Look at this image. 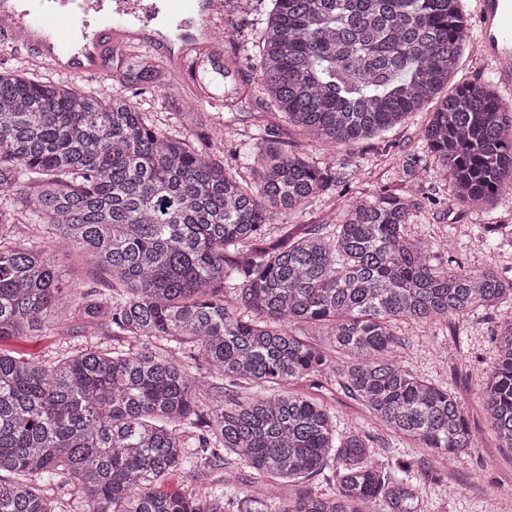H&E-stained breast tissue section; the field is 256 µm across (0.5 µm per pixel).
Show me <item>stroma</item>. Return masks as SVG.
Segmentation results:
<instances>
[{"label":"stroma","mask_w":512,"mask_h":512,"mask_svg":"<svg viewBox=\"0 0 512 512\" xmlns=\"http://www.w3.org/2000/svg\"><path fill=\"white\" fill-rule=\"evenodd\" d=\"M251 13H224L218 24L225 40L231 41L241 62L240 78L254 83L258 57L252 43L260 19L270 8L268 0H253ZM0 69L24 70L30 76L62 81L77 87L109 94L111 83L76 75L60 74L30 66L25 51L0 56ZM265 100L253 94L240 106L224 130H201V141L223 155H231L241 141L247 140L258 120L269 119ZM425 113H417L388 134L341 147L335 159H328L308 136L282 129L281 142L286 151L298 154L314 165L334 164L336 183L303 207L297 223L273 224L266 242L276 245L304 232L306 225L323 223L336 213L346 197L373 195L382 190L413 196L423 204L412 235L449 242L450 250H438L442 266L480 268L493 263L501 272L512 270V248L489 253L481 225L497 224L503 233L512 232V192H502L487 211L468 208L434 209L425 206L426 197L445 195L448 182L424 149L421 129ZM500 313L482 309L469 317L440 326L407 323L402 332L410 344L408 366L414 373L451 389L463 405L477 436L474 448L454 462H447L417 443L385 431H373L377 458L388 467L412 464L422 476V500L425 512H512V450L500 447L481 409L480 394L497 351L493 335ZM111 344L106 328L99 327L70 336L54 331L36 336L0 338V351L23 359L49 358L73 346ZM321 399L336 417L339 429L370 430L365 411L340 388L327 387Z\"/></svg>","instance_id":"obj_1"}]
</instances>
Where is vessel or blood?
<instances>
[{
	"mask_svg": "<svg viewBox=\"0 0 512 512\" xmlns=\"http://www.w3.org/2000/svg\"><path fill=\"white\" fill-rule=\"evenodd\" d=\"M10 23L0 28V44L24 48L30 58L58 72L112 80L108 64L114 51L140 41L158 13L179 21L197 18L199 29L223 9L222 0H11ZM481 50L496 63V78L512 85V0H478ZM196 32L182 35L178 51L165 48L164 59L183 64L210 49Z\"/></svg>",
	"mask_w": 512,
	"mask_h": 512,
	"instance_id": "vessel-or-blood-1",
	"label": "vessel or blood"
}]
</instances>
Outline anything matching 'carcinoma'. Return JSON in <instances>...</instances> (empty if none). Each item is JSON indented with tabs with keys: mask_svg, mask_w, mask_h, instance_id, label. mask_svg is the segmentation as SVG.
Returning <instances> with one entry per match:
<instances>
[{
	"mask_svg": "<svg viewBox=\"0 0 512 512\" xmlns=\"http://www.w3.org/2000/svg\"><path fill=\"white\" fill-rule=\"evenodd\" d=\"M462 2L271 0L258 85L288 126L333 152L435 104L421 140L451 184L448 204L484 209L512 190V104L488 83L442 95L471 39ZM239 63L191 64L224 91L176 102L180 133L134 101L166 85L136 48L112 57L107 97L0 71V337L51 331L63 317L131 341L44 361L0 353V512H64L47 495L55 484L73 488L79 512H223L231 478L205 484L201 467L230 457L252 476L237 512H420L411 466L392 475L369 434L338 431L301 383L335 381L377 427L451 460L475 446L457 397L405 364L398 325L512 307V278L435 264L408 232L413 201L387 190L261 246L268 225L336 177L284 153L271 124L257 125L235 168L196 145L203 119L222 123L241 103ZM19 224L32 226L29 239ZM60 246L109 276L108 288L65 278ZM496 341L482 407L512 449V317ZM218 382L222 402L210 396ZM327 469L334 492L278 494ZM175 472L190 480L161 491Z\"/></svg>",
	"mask_w": 512,
	"mask_h": 512,
	"instance_id": "1",
	"label": "carcinoma"
}]
</instances>
